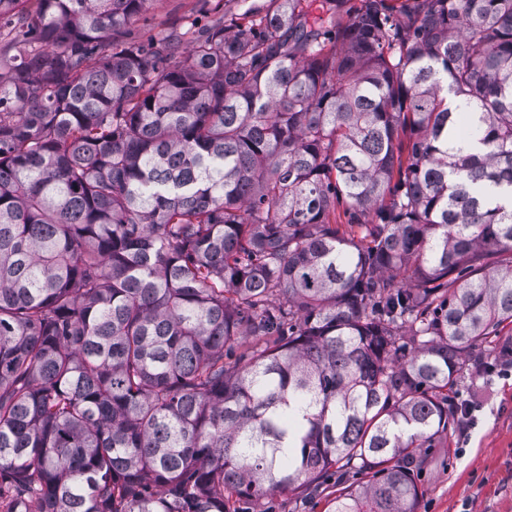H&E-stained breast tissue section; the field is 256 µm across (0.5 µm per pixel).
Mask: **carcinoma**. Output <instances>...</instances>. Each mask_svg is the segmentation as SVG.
Listing matches in <instances>:
<instances>
[{
    "instance_id": "1",
    "label": "carcinoma",
    "mask_w": 512,
    "mask_h": 512,
    "mask_svg": "<svg viewBox=\"0 0 512 512\" xmlns=\"http://www.w3.org/2000/svg\"><path fill=\"white\" fill-rule=\"evenodd\" d=\"M0 0V499L417 512L512 324V0ZM460 104L453 108L449 98ZM347 204L341 230L336 203ZM241 0H156L131 26L134 37L154 39L158 46L173 30L186 29L194 23L196 30L218 20L227 21L241 8ZM353 471H355V469L351 470L349 481L345 484L338 482V475H332L327 481L323 482L318 489L319 493L316 495L307 494L308 491L276 494L265 501L266 504L264 507L272 512H323L325 510L326 501L334 497V495L330 496L332 493L341 490L353 481L365 480L363 479L364 476L360 474H354L352 477ZM328 496L330 497L328 498Z\"/></svg>"
}]
</instances>
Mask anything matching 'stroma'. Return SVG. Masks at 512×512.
<instances>
[{
	"mask_svg": "<svg viewBox=\"0 0 512 512\" xmlns=\"http://www.w3.org/2000/svg\"><path fill=\"white\" fill-rule=\"evenodd\" d=\"M241 0H154L131 31L142 40H162L174 30L203 29L230 19ZM457 388L475 395L470 421L459 422L443 447L423 451L417 472V512H512V376L500 372L464 373ZM337 477L317 494H276L268 512H324L328 497L340 490Z\"/></svg>",
	"mask_w": 512,
	"mask_h": 512,
	"instance_id": "obj_1",
	"label": "stroma"
}]
</instances>
